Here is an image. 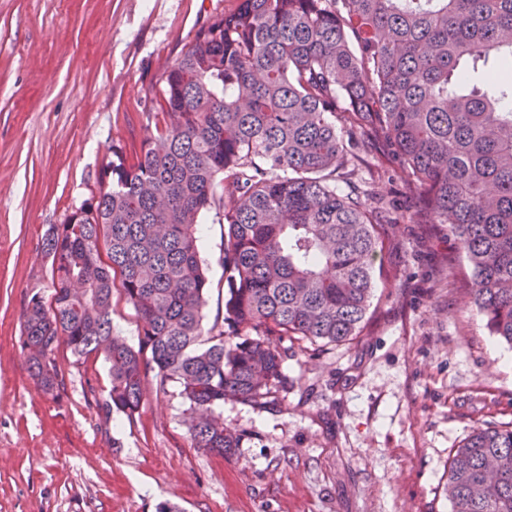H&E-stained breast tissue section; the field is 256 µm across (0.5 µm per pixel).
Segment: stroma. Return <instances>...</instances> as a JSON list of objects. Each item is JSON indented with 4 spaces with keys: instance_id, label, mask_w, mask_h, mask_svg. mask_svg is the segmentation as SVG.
<instances>
[{
    "instance_id": "stroma-1",
    "label": "stroma",
    "mask_w": 512,
    "mask_h": 512,
    "mask_svg": "<svg viewBox=\"0 0 512 512\" xmlns=\"http://www.w3.org/2000/svg\"><path fill=\"white\" fill-rule=\"evenodd\" d=\"M233 0H0V512H452L448 464L471 431L512 422V346L491 336L448 264L460 247L418 211L389 141L363 130L352 164L413 224L380 222L377 288L360 336L292 342L288 390L268 409L224 402L240 446L195 449L180 387L145 381L134 420L106 412L108 366L73 364L59 395L31 378L21 347L33 293L50 295L49 226L98 192L113 144L155 130L166 64ZM224 312V226H199Z\"/></svg>"
}]
</instances>
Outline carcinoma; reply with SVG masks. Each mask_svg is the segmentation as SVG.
Wrapping results in <instances>:
<instances>
[{
    "instance_id": "cac0c4a2",
    "label": "carcinoma",
    "mask_w": 512,
    "mask_h": 512,
    "mask_svg": "<svg viewBox=\"0 0 512 512\" xmlns=\"http://www.w3.org/2000/svg\"><path fill=\"white\" fill-rule=\"evenodd\" d=\"M167 117L133 155L112 145L99 191L45 238L52 294L24 311L36 383L64 386L55 351L100 355L105 409L132 419L151 371L191 412L192 447L222 455L232 399L287 389L288 348L360 335L385 196L337 184L357 130L382 133L430 223L462 248L453 279L512 345V0H235L164 71ZM224 223V317L206 327L198 224ZM139 318L114 334L112 295ZM453 512H512V423L474 429L449 463Z\"/></svg>"
}]
</instances>
